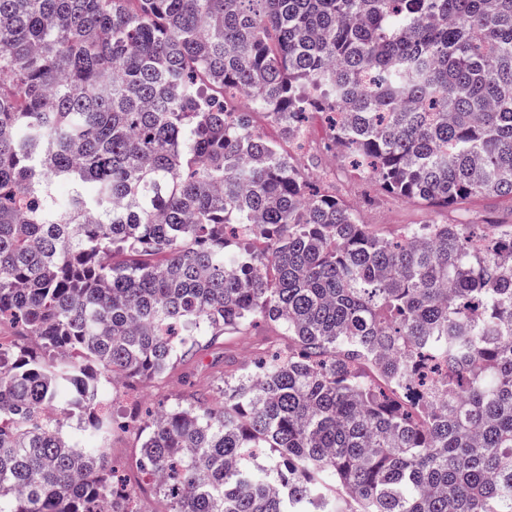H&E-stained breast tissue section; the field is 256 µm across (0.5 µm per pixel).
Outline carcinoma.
<instances>
[{
    "mask_svg": "<svg viewBox=\"0 0 512 512\" xmlns=\"http://www.w3.org/2000/svg\"><path fill=\"white\" fill-rule=\"evenodd\" d=\"M203 83L330 113L389 193L512 196V0H0V321L40 340L0 346V512H134L102 383L257 319L288 353L220 407L127 417L164 512H512V224L381 236Z\"/></svg>",
    "mask_w": 512,
    "mask_h": 512,
    "instance_id": "cac0c4a2",
    "label": "carcinoma"
}]
</instances>
